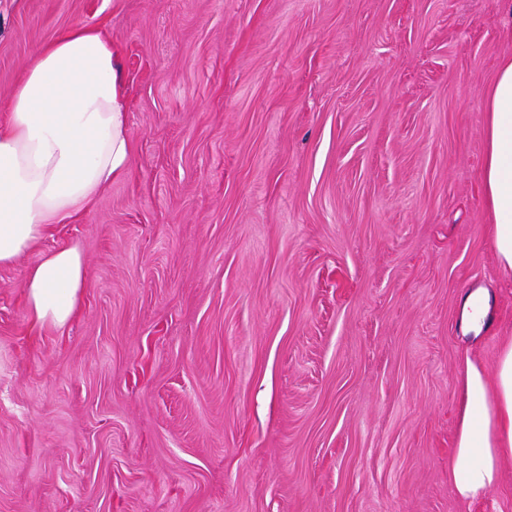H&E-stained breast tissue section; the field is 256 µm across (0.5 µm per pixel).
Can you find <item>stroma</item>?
Listing matches in <instances>:
<instances>
[{
    "instance_id": "stroma-1",
    "label": "stroma",
    "mask_w": 512,
    "mask_h": 512,
    "mask_svg": "<svg viewBox=\"0 0 512 512\" xmlns=\"http://www.w3.org/2000/svg\"><path fill=\"white\" fill-rule=\"evenodd\" d=\"M74 24L119 51L133 161L0 268V512H512V460L468 505L448 479L460 360L512 339L480 177L507 0H0V112ZM67 243L79 311L35 325ZM86 273L84 255L75 244L42 253L27 268L22 284L32 322L65 327L79 307ZM488 306L485 293L478 290L469 293L463 302L464 322L470 330L478 333L482 330L487 317Z\"/></svg>"
}]
</instances>
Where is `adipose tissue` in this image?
I'll return each mask as SVG.
<instances>
[{"label":"adipose tissue","mask_w":512,"mask_h":512,"mask_svg":"<svg viewBox=\"0 0 512 512\" xmlns=\"http://www.w3.org/2000/svg\"><path fill=\"white\" fill-rule=\"evenodd\" d=\"M481 172L500 267L512 272V56L502 58L484 103ZM131 164L122 69L102 29L81 24L40 46L0 119V267L15 264L49 225L67 224ZM87 268L63 245L27 268L24 296L33 323L65 327L79 307ZM455 448L448 477L460 502L496 488L512 459V341L493 371L463 358Z\"/></svg>","instance_id":"ef3b65f1"}]
</instances>
